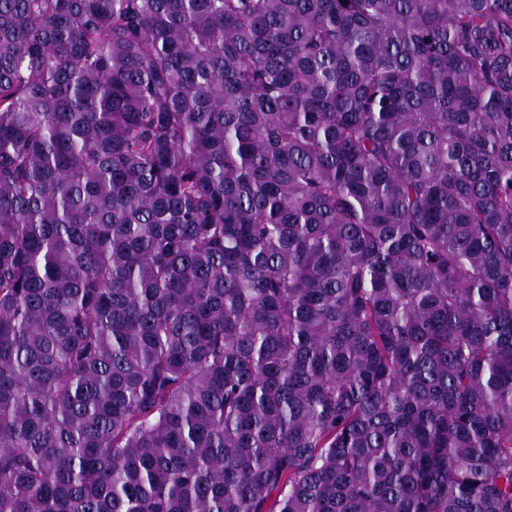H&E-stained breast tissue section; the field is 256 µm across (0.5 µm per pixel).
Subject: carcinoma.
<instances>
[{"label": "carcinoma", "instance_id": "obj_1", "mask_svg": "<svg viewBox=\"0 0 512 512\" xmlns=\"http://www.w3.org/2000/svg\"><path fill=\"white\" fill-rule=\"evenodd\" d=\"M0 512H512V0H0Z\"/></svg>", "mask_w": 512, "mask_h": 512}]
</instances>
